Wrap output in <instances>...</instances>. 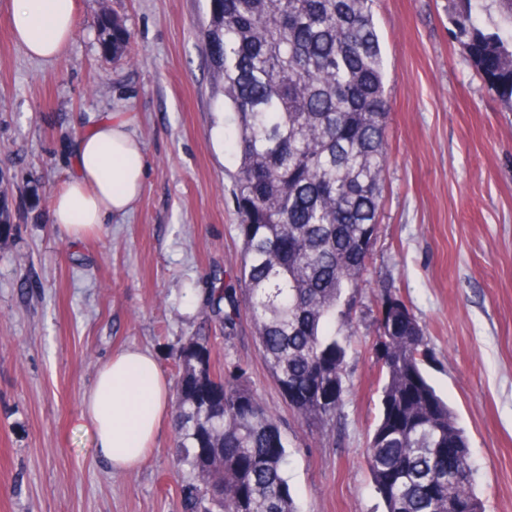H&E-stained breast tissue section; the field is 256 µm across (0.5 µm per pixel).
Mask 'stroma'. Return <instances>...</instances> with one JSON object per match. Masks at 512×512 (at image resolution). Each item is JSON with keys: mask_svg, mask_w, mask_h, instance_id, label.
<instances>
[{"mask_svg": "<svg viewBox=\"0 0 512 512\" xmlns=\"http://www.w3.org/2000/svg\"><path fill=\"white\" fill-rule=\"evenodd\" d=\"M68 53L29 59L0 0V512H180L173 423L146 465L112 471L80 427L84 393L113 352H151L166 377L194 334L211 335L208 292L236 274L242 242L227 175L228 138L201 21L208 0H76ZM131 33L103 53L101 6ZM449 0H379L391 104L390 164L364 321L349 356L339 437L310 433L262 360L248 310L215 345L246 364L288 443L298 512H383L366 448L378 413L370 347L381 285L424 330L425 371L458 416L485 512H512V112L448 32ZM109 112L134 120L146 167L130 213L83 240L51 221L78 133Z\"/></svg>", "mask_w": 512, "mask_h": 512, "instance_id": "obj_1", "label": "stroma"}]
</instances>
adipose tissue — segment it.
<instances>
[{"label":"adipose tissue","mask_w":512,"mask_h":512,"mask_svg":"<svg viewBox=\"0 0 512 512\" xmlns=\"http://www.w3.org/2000/svg\"><path fill=\"white\" fill-rule=\"evenodd\" d=\"M76 28V0H15L13 34L32 60L62 58ZM144 181L142 145L128 113H108L78 135L73 174L52 197L51 219L69 238H83L127 214ZM169 403V384L154 356L126 349L99 367L81 421L112 470L134 471L150 459Z\"/></svg>","instance_id":"1"}]
</instances>
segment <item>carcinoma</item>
I'll list each match as a JSON object with an SVG mask.
<instances>
[{"label":"carcinoma","mask_w":512,"mask_h":512,"mask_svg":"<svg viewBox=\"0 0 512 512\" xmlns=\"http://www.w3.org/2000/svg\"><path fill=\"white\" fill-rule=\"evenodd\" d=\"M455 41L512 112V0H452ZM375 0H209L211 82L233 126L239 275L269 373L312 432L342 409L358 299L373 256L389 161L390 102ZM496 7L495 31L482 14ZM104 52L131 34L96 18ZM222 339L237 332L231 289H210ZM371 350L382 379L368 464L385 512H461L476 496L470 450L448 478L457 417L429 383L423 328L382 288ZM205 336L177 353L174 463L188 471L183 512H297L275 412L238 363L221 367Z\"/></svg>","instance_id":"obj_1"}]
</instances>
